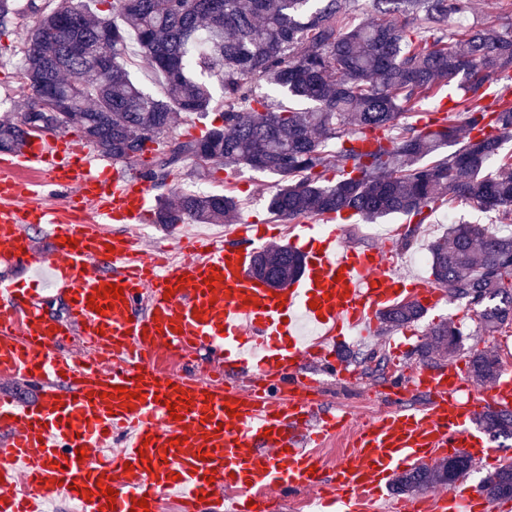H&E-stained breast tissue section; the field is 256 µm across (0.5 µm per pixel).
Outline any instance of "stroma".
Returning <instances> with one entry per match:
<instances>
[{
    "mask_svg": "<svg viewBox=\"0 0 512 512\" xmlns=\"http://www.w3.org/2000/svg\"><path fill=\"white\" fill-rule=\"evenodd\" d=\"M277 179L270 174H260L249 169L221 172L219 180L206 181L211 192H223L225 184L239 189L241 207L240 219L258 222L270 221L266 200L272 195ZM406 217L396 215L382 220V227L388 228L389 236L379 238L366 235L365 224L360 220H350L341 225L342 241L345 245L358 249H374L386 258L388 267L409 277L430 280L429 266L417 267L407 263L408 251L399 248L397 231L406 226ZM234 229L233 224H181L168 231L158 225H142L139 245L149 250L158 244H174L182 236L227 235ZM459 327L463 333L464 353L458 354L457 362L467 363V353L471 350L495 352L500 357L512 354V336L503 337L499 332H488L480 323L465 301L450 297L443 298L440 305L427 309L417 322L402 328L378 325L373 335L356 337L354 343L341 351L348 363V376L341 379L320 372H313L315 381L314 400L338 406L349 411L353 417L364 420L373 413L394 407L402 395L400 384L409 372L422 368L423 360L417 353L419 344L425 341L431 327L441 322ZM403 347L402 366L391 367L396 347Z\"/></svg>",
    "mask_w": 512,
    "mask_h": 512,
    "instance_id": "35a3bbf8",
    "label": "stroma"
}]
</instances>
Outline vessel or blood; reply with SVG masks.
<instances>
[{
	"instance_id": "1",
	"label": "vessel or blood",
	"mask_w": 512,
	"mask_h": 512,
	"mask_svg": "<svg viewBox=\"0 0 512 512\" xmlns=\"http://www.w3.org/2000/svg\"><path fill=\"white\" fill-rule=\"evenodd\" d=\"M50 184L69 192L56 209L37 202ZM149 196L147 182L127 179L118 163L72 137L30 138L0 173V262L17 273L0 280V362L37 393L32 401L0 395V512H41L49 496L77 501L82 512H156L175 491L184 512H209L224 494L231 512H268L319 486L329 492L320 512H376L396 472L451 453L495 463L469 422L488 405L512 411L511 372L489 392L468 394L460 367L416 370L403 387L427 403L358 427L308 396V365L346 373L324 338L369 335L394 302L433 304L438 289L388 272L382 254L346 247L336 229L305 233L301 275L270 287L254 276L252 259L281 232L249 220L233 244L180 239L182 260L163 269L135 234L105 226L145 223ZM33 228L48 229L47 249L33 244ZM34 271L48 273L65 318L44 313ZM111 284L122 297L107 295ZM301 316L323 339L298 335ZM73 335L88 351L61 352ZM203 349L244 386L156 366L172 352ZM347 429L350 450L325 465L316 447ZM119 434L121 448L103 456ZM106 486L115 498L103 495ZM393 509L497 512L463 480Z\"/></svg>"
}]
</instances>
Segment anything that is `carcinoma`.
<instances>
[{"mask_svg":"<svg viewBox=\"0 0 512 512\" xmlns=\"http://www.w3.org/2000/svg\"><path fill=\"white\" fill-rule=\"evenodd\" d=\"M17 2L0 0V40L25 28L15 51L20 95L0 100V152L21 151L35 130L70 132L155 187L179 180L187 160L200 179L246 167L278 177L268 211L287 223L403 215L423 224L449 197L475 202L505 229L450 225L431 245V275L475 307L485 329L512 325V3L496 26L456 28L458 0H27L25 10ZM133 55L162 92L131 75ZM442 83L460 90L453 108L422 128L405 121ZM494 87L504 88L498 111L485 103ZM279 93L307 107L278 105ZM212 112L218 119L198 136L175 130L178 115ZM239 210L230 192L180 187L158 198L154 223L222 224ZM300 268V255L282 246L257 257L276 284ZM423 312L402 302L383 321L401 327ZM462 345L458 329L438 325L418 354L436 363ZM500 369L491 352L471 357L481 382ZM477 422L512 438V412L488 409ZM470 466L465 457L452 470L441 460L405 471L393 490L451 487ZM481 490L511 499L512 463Z\"/></svg>","mask_w":512,"mask_h":512,"instance_id":"1","label":"carcinoma"}]
</instances>
